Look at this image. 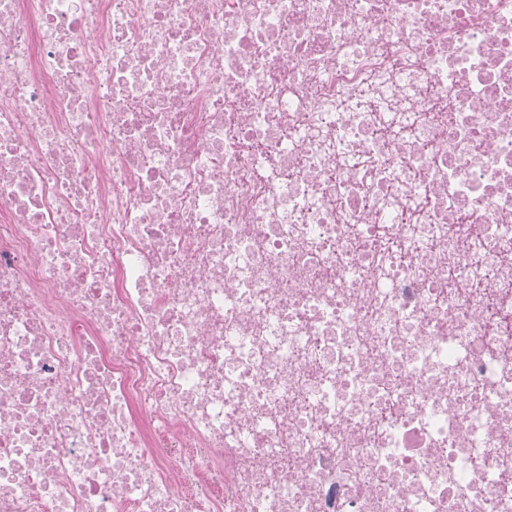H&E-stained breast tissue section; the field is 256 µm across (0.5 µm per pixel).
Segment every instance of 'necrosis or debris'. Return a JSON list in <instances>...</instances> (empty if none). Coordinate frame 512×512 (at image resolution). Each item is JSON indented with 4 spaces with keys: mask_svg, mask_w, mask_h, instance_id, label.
Segmentation results:
<instances>
[{
    "mask_svg": "<svg viewBox=\"0 0 512 512\" xmlns=\"http://www.w3.org/2000/svg\"><path fill=\"white\" fill-rule=\"evenodd\" d=\"M0 512H512V0H0Z\"/></svg>",
    "mask_w": 512,
    "mask_h": 512,
    "instance_id": "4bbe7bcc",
    "label": "necrosis or debris"
}]
</instances>
